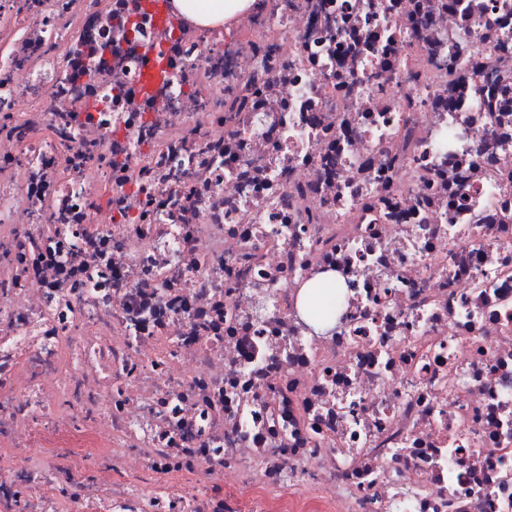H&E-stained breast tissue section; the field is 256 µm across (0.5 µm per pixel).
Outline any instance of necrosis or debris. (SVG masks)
Instances as JSON below:
<instances>
[{
	"label": "necrosis or debris",
	"mask_w": 512,
	"mask_h": 512,
	"mask_svg": "<svg viewBox=\"0 0 512 512\" xmlns=\"http://www.w3.org/2000/svg\"><path fill=\"white\" fill-rule=\"evenodd\" d=\"M451 2L0 0V512H512V0ZM172 1L176 12L202 28H230L238 15L255 12L258 7L257 0Z\"/></svg>",
	"instance_id": "1"
}]
</instances>
